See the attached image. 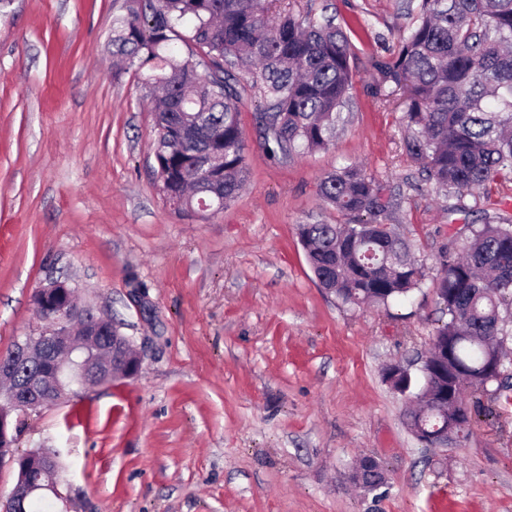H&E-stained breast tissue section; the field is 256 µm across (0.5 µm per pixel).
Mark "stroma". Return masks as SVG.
Returning <instances> with one entry per match:
<instances>
[{
    "instance_id": "35a3bbf8",
    "label": "stroma",
    "mask_w": 512,
    "mask_h": 512,
    "mask_svg": "<svg viewBox=\"0 0 512 512\" xmlns=\"http://www.w3.org/2000/svg\"><path fill=\"white\" fill-rule=\"evenodd\" d=\"M124 0H0V357L43 328L33 297L55 281L132 337L133 379L26 417L14 450L61 451L51 512H512V400L480 405L467 441L423 447L388 365L430 351L432 288L389 307L318 285L301 224L339 216L328 172L355 163L387 182L390 215L428 275L450 229L482 223L474 195L448 214L405 152L370 60L412 18L407 0H314L347 26L348 120L329 149L271 160L241 88L250 180L224 211H176L152 172L149 90L116 71ZM371 457L387 483L350 480Z\"/></svg>"
}]
</instances>
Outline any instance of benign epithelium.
I'll use <instances>...</instances> for the list:
<instances>
[{
  "label": "benign epithelium",
  "instance_id": "benign-epithelium-1",
  "mask_svg": "<svg viewBox=\"0 0 512 512\" xmlns=\"http://www.w3.org/2000/svg\"><path fill=\"white\" fill-rule=\"evenodd\" d=\"M42 320L48 323L37 334L16 343L11 355L0 358V463L15 459L14 420L50 406L74 389H90L105 384V379L133 378L141 365L131 337L120 332L112 319L93 315L77 336L70 323L80 319L83 311L71 302H43ZM27 473L18 476L8 495L6 507L17 512L33 496L49 494L60 497L63 473L54 469V455L40 451L31 455Z\"/></svg>",
  "mask_w": 512,
  "mask_h": 512
}]
</instances>
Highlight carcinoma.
Listing matches in <instances>:
<instances>
[{
	"mask_svg": "<svg viewBox=\"0 0 512 512\" xmlns=\"http://www.w3.org/2000/svg\"><path fill=\"white\" fill-rule=\"evenodd\" d=\"M113 54L159 89L153 174L183 211L219 212L249 178L239 118L240 81L265 101L256 116L273 159L325 150L345 124L353 88L346 30L300 0H125ZM194 46L183 54L177 42ZM373 60L374 94L400 96L403 145L444 198L512 180V0H420L413 24ZM224 139V177L198 176L210 134ZM322 197L342 224H301L315 278L344 304L388 306L426 285L424 265L387 224V183L354 164L328 173ZM434 290L448 347L439 378L388 369L385 379L416 402L410 429L465 441L466 387L499 396L512 388L504 349L512 339V224L470 225L438 249Z\"/></svg>",
	"mask_w": 512,
	"mask_h": 512,
	"instance_id": "1",
	"label": "carcinoma"
}]
</instances>
